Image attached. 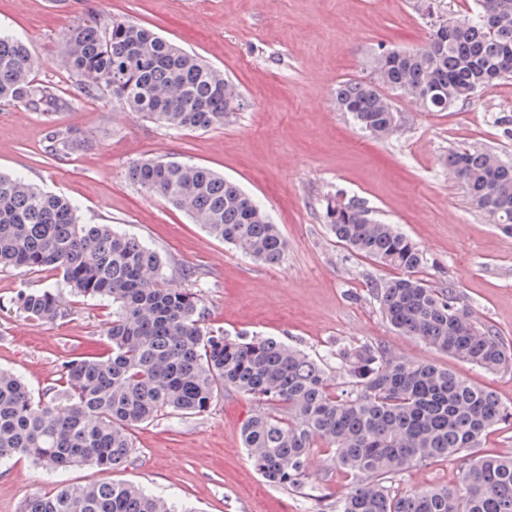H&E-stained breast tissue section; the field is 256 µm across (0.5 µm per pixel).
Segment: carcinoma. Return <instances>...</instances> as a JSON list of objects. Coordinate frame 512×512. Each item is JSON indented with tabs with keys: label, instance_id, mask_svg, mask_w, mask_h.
Here are the masks:
<instances>
[{
	"label": "carcinoma",
	"instance_id": "1",
	"mask_svg": "<svg viewBox=\"0 0 512 512\" xmlns=\"http://www.w3.org/2000/svg\"><path fill=\"white\" fill-rule=\"evenodd\" d=\"M439 0H421L429 38L415 50L385 49L370 75L339 84L336 107L380 138L399 129L392 95L422 112H446L512 81V0H472L448 21ZM57 65L140 117L170 130L224 123L244 101L224 71L125 19L89 14L71 26ZM0 102L53 112L62 102L30 77L25 44L0 35ZM78 141L50 128L45 150L67 153ZM449 172L472 207L512 230V158L490 150L448 151ZM129 179L185 212L214 238L271 267L287 248L278 225L236 183L211 169L149 158ZM330 232L355 255L391 274L373 283L382 316L399 334L487 371L512 364V349L474 318L453 287L434 288L422 273L430 258L365 202L338 190L323 199ZM0 268L53 273L57 287L20 288L9 308L37 321L65 316L63 291L108 301L104 351L61 362L55 395L37 396L14 372L0 369V463L26 457L57 471L131 463V430L167 414L200 415L227 390L256 405L243 424V446L269 483L295 487L313 453L350 477L336 512H512V456H472L480 438L512 420L495 393L436 364L361 344L337 351L336 382L305 351L265 336L224 334L207 323L194 292L167 284V259L111 224L80 222L77 204L22 175L0 174ZM454 456L457 487L401 491L393 479ZM24 512H176L167 499L126 482L66 485L32 497Z\"/></svg>",
	"mask_w": 512,
	"mask_h": 512
}]
</instances>
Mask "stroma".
<instances>
[{"label":"stroma","instance_id":"obj_1","mask_svg":"<svg viewBox=\"0 0 512 512\" xmlns=\"http://www.w3.org/2000/svg\"><path fill=\"white\" fill-rule=\"evenodd\" d=\"M415 0H0V31L22 38L31 77L65 105L41 113L0 103V172L66 195L82 221L117 224L163 253L168 282L199 295L228 335L273 336L336 369L339 347L367 343L451 369L512 406V366L487 373L398 334L370 293L385 269L354 255L324 224L321 200L341 189L397 225L430 258L424 276L455 285L477 321L512 347V234L489 224L448 173L449 147L477 145L512 156L497 116L512 115V82L445 112L396 97L400 129L360 132L335 104L337 85L369 74L383 46L416 49L429 25ZM90 13L122 17L224 71L246 101L224 124L173 131L144 121L111 97L90 96L60 69L66 32ZM77 131L70 154L44 150L49 126ZM162 157L209 167L266 209L288 242L279 266L242 256L201 225L126 177L128 165ZM223 263H215V256ZM112 309L75 298L53 322L0 310V368L47 390L63 359L105 347ZM254 405L225 393L204 414L168 415L133 431L131 463L117 480L143 486L196 512H336L349 478L317 449L294 488L264 481L241 443ZM92 466L47 473L24 457L0 464V512L59 484L102 480ZM460 463H431L399 487L454 486Z\"/></svg>","mask_w":512,"mask_h":512}]
</instances>
